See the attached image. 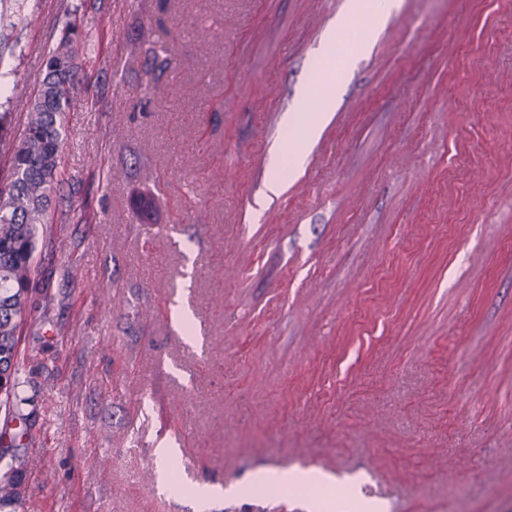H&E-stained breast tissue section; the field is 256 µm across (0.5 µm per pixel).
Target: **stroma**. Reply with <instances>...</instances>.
Segmentation results:
<instances>
[{"label":"stroma","instance_id":"obj_1","mask_svg":"<svg viewBox=\"0 0 512 512\" xmlns=\"http://www.w3.org/2000/svg\"><path fill=\"white\" fill-rule=\"evenodd\" d=\"M346 5L27 0L17 26L0 0V179L49 49L87 45L22 327L26 440L0 412V455L39 461L16 512H195L162 448L223 489L206 512H307L236 495L285 469L380 512H512V24L399 0L263 202ZM335 101V91L329 94L324 100L315 101L313 110L308 112L307 121L298 122L295 112L286 113L283 118V126L288 136V145L282 144L272 149L270 155V177L267 182V196L270 199L278 197L284 189L282 179V163L286 156L292 160L293 170L303 165L307 148L317 138L321 126L327 119Z\"/></svg>","mask_w":512,"mask_h":512}]
</instances>
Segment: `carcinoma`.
<instances>
[{
  "label": "carcinoma",
  "instance_id": "1",
  "mask_svg": "<svg viewBox=\"0 0 512 512\" xmlns=\"http://www.w3.org/2000/svg\"><path fill=\"white\" fill-rule=\"evenodd\" d=\"M77 43L69 36L50 51L39 89L23 103L25 120L11 155L9 181L0 185V408L17 417L23 360L19 340L29 307L34 254L65 144L64 114L71 110ZM38 466L25 452L12 453L0 475V512L21 502L22 478Z\"/></svg>",
  "mask_w": 512,
  "mask_h": 512
}]
</instances>
